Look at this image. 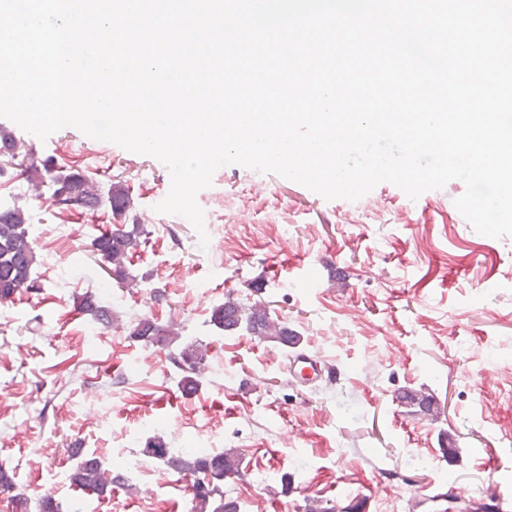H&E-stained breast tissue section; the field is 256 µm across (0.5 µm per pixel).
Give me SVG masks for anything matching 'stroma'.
<instances>
[{
  "mask_svg": "<svg viewBox=\"0 0 512 512\" xmlns=\"http://www.w3.org/2000/svg\"><path fill=\"white\" fill-rule=\"evenodd\" d=\"M24 153L77 170L95 187L125 184L129 218L151 236L128 266L140 287L119 288L87 249L84 226L110 210L60 213L49 192L28 196L14 169L0 175V203L23 196L36 239L40 293L0 307V466L28 496L52 490L65 512H187L189 485L161 462L154 482L86 495L62 475L93 455L142 456L148 437L172 448L197 435L236 455L244 475L224 482L246 512H299L309 500L364 512H512V236L474 231L454 205V180L410 199L383 182L356 201L325 200L274 174L219 168L197 203L244 197L224 230L232 250L200 247L191 223L155 210L167 196L165 164L73 127L47 140L0 118ZM177 237H170V230ZM166 301H150L151 288ZM103 293L120 328L93 331L78 309L86 289ZM258 296L299 332L302 348L338 376L310 385L288 375L281 345L218 337L213 306ZM182 327L206 349L196 388L179 384L166 350L130 339L131 314ZM428 395L424 414L401 391ZM458 453L445 455L446 443ZM434 459L420 464L421 455ZM260 470L278 480L255 483ZM290 485H282L281 475Z\"/></svg>",
  "mask_w": 512,
  "mask_h": 512,
  "instance_id": "stroma-1",
  "label": "stroma"
}]
</instances>
